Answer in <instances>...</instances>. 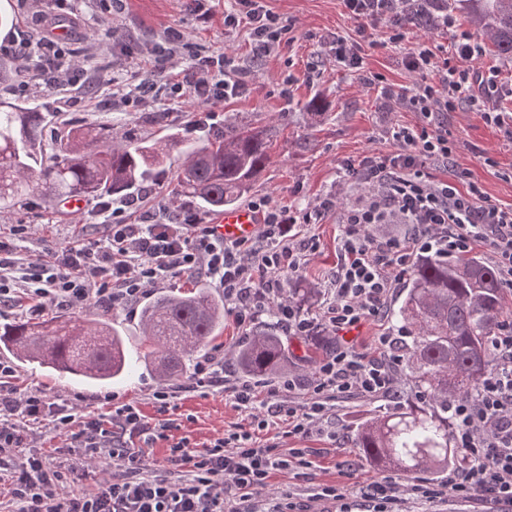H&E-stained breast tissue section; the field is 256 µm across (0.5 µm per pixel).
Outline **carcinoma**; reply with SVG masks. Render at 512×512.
<instances>
[{"label":"carcinoma","mask_w":512,"mask_h":512,"mask_svg":"<svg viewBox=\"0 0 512 512\" xmlns=\"http://www.w3.org/2000/svg\"><path fill=\"white\" fill-rule=\"evenodd\" d=\"M490 36L496 55L512 58V0H448ZM42 113L24 101L0 100V208L24 204L35 185L58 201L103 198L149 180L163 163L169 141L121 143L88 126L42 133ZM264 129L230 124L210 141L184 151L175 197L202 213L240 201L268 160ZM506 310L496 269L474 256H438L415 266L396 315L411 342L404 345V371L423 405L399 408L362 421L356 447L370 461L406 475L444 474L464 465L450 445L448 402L473 395L491 367L488 342ZM151 349L143 362L160 379L187 370L194 353L224 328V304L203 290L160 296L141 312ZM89 383L129 372L124 339L105 319L30 317L0 326V350ZM237 365L250 377L269 378L287 363L278 336L258 328L238 350Z\"/></svg>","instance_id":"carcinoma-1"}]
</instances>
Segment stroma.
Returning a JSON list of instances; mask_svg holds the SVG:
<instances>
[{
    "mask_svg": "<svg viewBox=\"0 0 512 512\" xmlns=\"http://www.w3.org/2000/svg\"><path fill=\"white\" fill-rule=\"evenodd\" d=\"M185 2L124 0L122 9L108 16L102 13L99 0H70L69 7L80 17L81 24L70 27L65 41L87 65L112 75V87L89 91L78 104L65 111L41 82L21 94L12 81L0 82V98L10 100L21 96L34 102L47 118L44 132L48 135L65 124L76 128L92 124L111 130L116 141L130 136L150 144L173 135L185 143L200 145L225 125L242 119L265 127L269 159L243 202L248 205L266 198L272 206L294 215L305 212L316 198L335 193L341 181L342 160L358 159L372 150H390L388 129L397 123H415L413 113L387 111L359 73L337 64L328 41L335 35H354L356 26L340 0H265L267 8L289 26L291 42L280 54L258 65L253 64L249 55L247 28L231 30L224 26L225 13L238 10L237 0H207L205 7L210 18L204 23L191 16ZM452 16L453 31L433 32L413 25L400 47L389 45L385 30H378L374 35L375 47L364 50L365 70L384 75L391 84H411L412 76L400 63L406 48L430 39L446 44L453 32L469 29L470 23L462 11H453ZM175 22L182 23L186 36L201 48L234 55L251 87L250 93L214 107L208 115L198 112L191 103L182 111H172L168 95L163 91L158 92L147 110L107 105L110 91L123 89L132 71L148 65L146 57L129 55L125 42L153 46L161 42L165 27ZM113 30L124 37V44H110L108 35ZM288 77L294 78L296 84L293 97L287 100L280 97L278 84ZM151 112L166 113V125L149 122L147 115ZM448 129L457 141L458 170L469 172L492 200L512 204V138L487 124L477 112L452 113ZM182 157L180 150H171L164 159L160 183H146L123 192V199L131 203L127 210L129 222L137 224L157 213L164 190L172 186ZM96 213V201H86L83 209L72 211L64 203L52 201L50 191L42 188L35 191L28 203L0 210V234L9 235L16 224L28 225L29 236L20 242L18 254L24 259H36L78 239L102 236L104 228L98 224ZM341 233V225L332 216L319 224H296L291 228L294 239H311L318 245L307 264L287 281L291 288H314L310 304L303 309L308 316L322 317L327 306L329 279L338 262L337 243ZM142 303L108 313L123 332L133 368L131 374L112 383L81 382L7 353L0 354V361L13 366V384L19 391H38L48 398L73 404L79 414L104 412V397L110 394L118 402L135 406L148 424L170 419L172 427L164 436H135L126 441L150 474L171 479L185 474V467L169 460L171 447L181 438H188L191 445L200 449L238 428L250 432L260 444L275 445L283 451L306 449L310 468L273 474L268 486L253 497L256 505L288 491L294 502L307 504L310 512H342L341 503L320 499L322 487L356 489L392 475V468L375 465L363 457L354 447L353 439L357 426L365 418L395 411L413 399L415 391L403 372L395 374L396 395L330 402L322 422L323 432L304 438L288 437V425L283 417L267 416L265 403L271 387L267 380L251 382L258 402L256 413L266 415V427L253 424V415L240 410L231 394L223 389L191 390V376L187 373L171 380L176 396L167 414L162 415L154 398L161 382L138 359L143 337L139 322ZM248 334V329L239 327L232 315H225L223 335L207 348L208 353L223 358L224 374L229 382L242 379L236 366V353ZM279 337L288 355L284 374L296 382L295 388L283 392L281 399L296 407L305 406L309 401L308 386L319 362L333 350L335 339L322 327L305 339L284 331ZM30 455L56 457L69 463L72 473L66 489L74 495L92 494L104 478L117 480L125 474L124 469L111 466L108 460L93 457L73 435L60 434L48 425L36 428L29 448L15 453L11 463L20 465Z\"/></svg>",
    "mask_w": 512,
    "mask_h": 512,
    "instance_id": "35a3bbf8",
    "label": "stroma"
}]
</instances>
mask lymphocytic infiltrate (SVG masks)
<instances>
[{"label":"lymphocytic infiltrate","mask_w":512,"mask_h":512,"mask_svg":"<svg viewBox=\"0 0 512 512\" xmlns=\"http://www.w3.org/2000/svg\"><path fill=\"white\" fill-rule=\"evenodd\" d=\"M238 12L224 15L225 27L247 26L253 61L261 62L288 46V28L262 0H239ZM358 22L357 36H339L332 42L337 63L361 71L363 44L371 30L386 27L390 43H401L405 30L418 16L431 17V26H453L448 0H342ZM166 51L150 71L130 76V87L121 96L125 106H141L156 93V78L169 72L174 59H182V77L170 82L174 106L192 99L201 111L249 93L238 76L239 67L227 53L200 52L179 29L165 32ZM484 54L480 40L467 31L457 33L446 45H420L406 52L402 64L414 78L409 86H394L377 74L366 80L389 110L415 113L412 126L394 125L389 136L394 148L371 152L358 160H345L348 189L357 195L340 202L330 194L317 199L303 214L306 224L336 214L343 226L338 239L339 262L331 277V298L323 313L333 332H347L386 316L387 300L410 271L416 257L435 254L445 259L485 246L503 287L512 291V205L492 202L468 172L454 179L433 176L435 167L450 166L456 144L448 133V115L481 113L486 123L512 137V111L502 107L512 98V83L500 77L498 67L479 69ZM18 61L29 80H44L64 102L72 104L89 81L112 84L102 72L78 66L62 41L47 30L39 36L22 33L0 41V57ZM263 222L254 236L224 240L185 208L162 209L150 223L132 224L126 204H104L99 210L107 234L60 247L49 259L24 261L16 242L26 236L27 225L18 224L11 239L0 240V309L8 307L16 292L32 301L33 313L47 308H77L96 304L107 309L131 305L149 288L185 273H202L224 290V300L235 322L254 324L275 308L279 322L292 336L311 335L315 319L309 318L286 296V275L298 272L315 253L314 243H296L287 232L288 219L268 200L254 205ZM401 224L405 233L373 234L372 226ZM393 333L377 338L378 355L341 343L319 363L310 387L307 406L278 403L280 392L294 388L293 379L273 384L269 391L271 414L288 419V433L305 436L319 430L328 401L359 397L371 399L395 390V367L402 356ZM492 367L482 377L473 397L449 402L452 440L467 459L465 466L450 470L437 487L406 485L404 478L386 476L362 490L374 502L375 512H388L389 504L410 494L432 501H462L488 497L512 507V321L500 323L489 340ZM14 372L0 363V482L9 485L12 512H242L241 502L258 494L271 474L307 466L302 448L278 453L270 445L253 441L249 432H229L200 450L188 440L171 448L172 461L191 463L186 478L169 481L155 476L135 481L102 484L99 493L76 497L67 493L70 471L62 461L28 457L20 469L5 462L24 447L31 425L46 422L60 433L79 425L84 447L127 469L140 459L123 443L125 437L150 433L136 408L123 404L95 417L76 418L68 405L52 402L37 392L18 394L12 385ZM228 386L237 405L254 406L249 384L224 380V363L208 356L197 361L193 388Z\"/></svg>","instance_id":"obj_1"}]
</instances>
